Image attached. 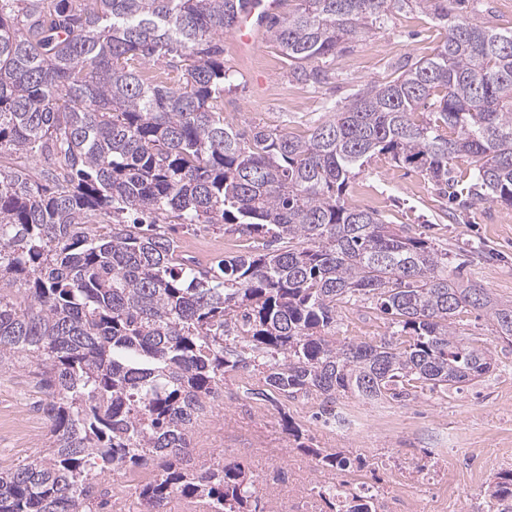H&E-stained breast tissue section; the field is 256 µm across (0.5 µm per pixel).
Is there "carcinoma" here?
Masks as SVG:
<instances>
[{"instance_id":"cac0c4a2","label":"carcinoma","mask_w":512,"mask_h":512,"mask_svg":"<svg viewBox=\"0 0 512 512\" xmlns=\"http://www.w3.org/2000/svg\"><path fill=\"white\" fill-rule=\"evenodd\" d=\"M249 2L0 0V154L35 162L0 168V369L36 365L50 432L44 451L0 469V512H92L96 461L129 470L149 458L142 512L174 496L259 512L249 468L186 452L226 371L261 375L245 393L262 400L404 399L489 373L462 314L485 312L512 341V303L346 200L354 170L386 154L452 201L512 207V29L470 0H289L267 33L313 84L319 62L394 12L417 9L445 36L307 136L239 130L222 107L223 35ZM167 57L177 83L143 73ZM461 158L465 190L452 175ZM168 218L230 224L256 246L201 267L156 231ZM363 297L391 316V338L328 340L337 308ZM487 493L489 512H512V471ZM321 496L329 512H376L361 492Z\"/></svg>"}]
</instances>
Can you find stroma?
Instances as JSON below:
<instances>
[{"mask_svg": "<svg viewBox=\"0 0 512 512\" xmlns=\"http://www.w3.org/2000/svg\"><path fill=\"white\" fill-rule=\"evenodd\" d=\"M442 37L425 14L401 12L327 59L321 83L312 84L293 77L269 37L244 52L225 34L224 114L239 125L308 135L331 108L365 84L431 55ZM367 197L376 198L388 222L425 234L436 248L455 254L468 243H482L493 258L471 263L468 277L494 298L512 302V208L474 201L449 211L447 198L423 172L386 155L374 156L349 183V204L362 206ZM164 230L180 241L185 256L203 264L239 249L237 234L226 225L172 220ZM461 319L466 336L487 346L495 365L460 392L426 391L402 401L340 393L332 409L349 413L342 428L327 422L322 397L289 401L288 413L307 444L342 452L351 461L348 471L321 469L295 451L276 403L242 397L249 377L239 370L224 375L222 419L207 417L194 428L201 462L247 464L261 500L272 501L274 512H329L318 491L342 481L368 489L379 512H488L486 483L512 470V344L497 337L484 313L471 311ZM390 334L388 319L365 299L339 308L328 336L340 344ZM45 398L30 374L0 371V469L43 450L48 427L39 405ZM156 472L149 460L133 475L112 473L114 512H139L136 488Z\"/></svg>", "mask_w": 512, "mask_h": 512, "instance_id": "35a3bbf8", "label": "stroma"}]
</instances>
